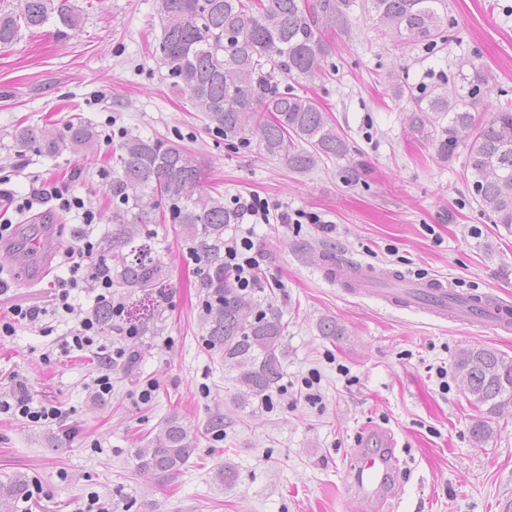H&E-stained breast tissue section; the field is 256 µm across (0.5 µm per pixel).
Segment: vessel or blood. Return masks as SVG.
<instances>
[{
    "label": "vessel or blood",
    "instance_id": "1",
    "mask_svg": "<svg viewBox=\"0 0 512 512\" xmlns=\"http://www.w3.org/2000/svg\"><path fill=\"white\" fill-rule=\"evenodd\" d=\"M390 279L396 280L393 288L383 289L386 301L402 306L425 303L429 312L437 318L448 316V293L446 282L436 279L421 280L410 278L408 273L393 271ZM337 282L343 287L366 292L370 285L369 273L360 265H353L345 273L337 274ZM471 319L488 324L495 330L508 334L512 332V304L494 297L468 296L464 306ZM371 451L360 452L353 467L355 486L363 497H379L394 491L393 476L396 457V441L389 434L367 436Z\"/></svg>",
    "mask_w": 512,
    "mask_h": 512
}]
</instances>
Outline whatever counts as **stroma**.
Here are the masks:
<instances>
[{
	"label": "stroma",
	"instance_id": "obj_1",
	"mask_svg": "<svg viewBox=\"0 0 512 512\" xmlns=\"http://www.w3.org/2000/svg\"><path fill=\"white\" fill-rule=\"evenodd\" d=\"M70 3L82 22L68 38L49 23L0 49V216L15 225L13 243L40 241L48 221L62 252L81 231L77 217L54 209L12 212L50 180L100 212L93 259L111 261L112 199L102 171L113 150L125 133L179 139L201 162L210 194L270 206L269 223L252 227L266 260L249 297L277 309L287 325L283 378L267 403L239 398V367L205 344L199 263L172 224L141 229L166 273L161 315L133 340L125 321L105 327L108 345L136 343L141 357L130 368L113 365L112 390L102 397L92 388L99 359L62 348L77 326L53 303L70 278L68 265L43 279L4 270L0 323L12 322L13 334L0 337V395L24 381L61 416L35 424L0 414V480L27 473L47 512H75L91 492L106 512H501L512 499V404L494 414L470 404L454 361L461 348L479 345L511 360L512 335L352 293L323 266L331 255L345 267L444 279L459 292L512 303V230L474 202L466 149L441 160L437 142L410 131L409 105L392 89L396 81L453 86L477 66L491 89L477 121L512 102V0H448V40L434 51L382 34L375 15L353 0L346 27L329 38L322 75L290 82L331 113L348 144L346 156L303 173L257 146L214 136L188 95L171 86L152 54L160 0ZM76 111L98 135L94 149L18 155L12 134L19 124H60ZM282 213L291 223H280ZM18 305L46 314L16 323ZM323 317L335 318L342 336H321ZM313 375L320 398L309 402L304 383ZM149 380L157 389L144 403L138 394ZM217 415L220 434L208 428ZM171 419L198 445L177 474L161 479L138 470L134 452ZM480 420L494 434L479 446L471 428ZM377 429L396 440L398 496L370 507L352 487L351 467ZM226 464L237 477L223 483L216 473Z\"/></svg>",
	"mask_w": 512,
	"mask_h": 512
}]
</instances>
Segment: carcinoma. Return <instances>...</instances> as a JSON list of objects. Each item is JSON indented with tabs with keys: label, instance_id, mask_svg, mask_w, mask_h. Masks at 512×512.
I'll return each instance as SVG.
<instances>
[{
	"label": "carcinoma",
	"instance_id": "cac0c4a2",
	"mask_svg": "<svg viewBox=\"0 0 512 512\" xmlns=\"http://www.w3.org/2000/svg\"><path fill=\"white\" fill-rule=\"evenodd\" d=\"M379 22L397 35L435 50L444 43L442 20L448 0H366ZM350 0H160L162 33L156 52L171 84L186 91L193 108L205 114L208 128L224 139L258 146L294 171L313 167L319 158L346 155L348 145L331 116L309 96L282 91L276 73L310 80L321 74L327 53L328 24H344ZM61 36L80 26L81 15L69 0H21L20 11L0 16V48L15 42L22 28L49 21ZM466 95L452 89L395 87L412 106L413 131L436 134L438 152L449 160L461 145L468 149L470 190L496 224L512 228V104L475 121L476 104L489 93L486 76L474 69L464 77ZM96 134L80 120L46 135L32 125L15 131L16 147L47 156L91 146ZM112 196V248L120 271L117 288H160L162 267L151 248L139 242L138 226L164 220L180 227L204 263L200 286L209 316L206 344L244 367V396L263 397L283 377L278 355L284 324L273 308H250L244 290L224 270V228L239 217L224 198L204 192L198 158L169 138L125 137L106 170ZM455 371L469 401L495 413L512 403V360L484 346L463 348ZM196 448V437L176 420L135 451L140 470L175 475ZM29 497V480L16 473L0 481V512H17Z\"/></svg>",
	"mask_w": 512,
	"mask_h": 512
}]
</instances>
